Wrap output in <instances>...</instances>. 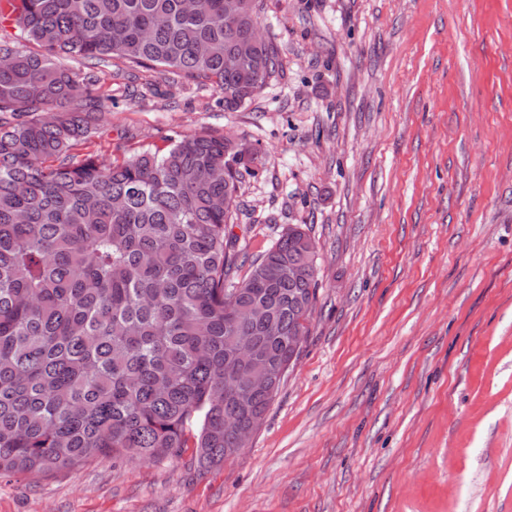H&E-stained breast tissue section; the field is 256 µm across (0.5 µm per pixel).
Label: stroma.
I'll use <instances>...</instances> for the list:
<instances>
[{
	"mask_svg": "<svg viewBox=\"0 0 512 512\" xmlns=\"http://www.w3.org/2000/svg\"><path fill=\"white\" fill-rule=\"evenodd\" d=\"M280 68L212 87L113 60L89 150L258 152L228 226L317 250L300 356L247 446L0 476V512H512V0H258Z\"/></svg>",
	"mask_w": 512,
	"mask_h": 512,
	"instance_id": "stroma-1",
	"label": "stroma"
}]
</instances>
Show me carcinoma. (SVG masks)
<instances>
[{
	"label": "carcinoma",
	"mask_w": 512,
	"mask_h": 512,
	"mask_svg": "<svg viewBox=\"0 0 512 512\" xmlns=\"http://www.w3.org/2000/svg\"><path fill=\"white\" fill-rule=\"evenodd\" d=\"M254 0H0V475L91 460L180 456L194 420L199 468L224 463L265 416L309 334L318 266L301 224L238 275L234 193L257 157L202 130L108 163L75 150L109 97L114 58L210 85L235 112L279 73L252 35ZM16 33H6V27ZM23 38L34 46L23 50ZM253 347L273 391L247 385Z\"/></svg>",
	"instance_id": "obj_1"
}]
</instances>
